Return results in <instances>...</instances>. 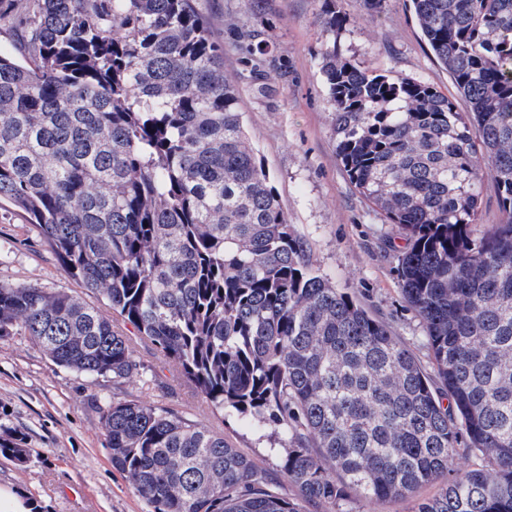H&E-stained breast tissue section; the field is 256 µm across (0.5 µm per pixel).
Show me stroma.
<instances>
[{"instance_id":"stroma-1","label":"stroma","mask_w":512,"mask_h":512,"mask_svg":"<svg viewBox=\"0 0 512 512\" xmlns=\"http://www.w3.org/2000/svg\"><path fill=\"white\" fill-rule=\"evenodd\" d=\"M212 38L224 48V70L238 81L251 142L281 205L310 258L336 288L347 292L389 328L424 368L432 357L417 313L399 284L403 231L384 223L350 185L336 157L332 106L321 73L322 54L335 45L342 57L389 76L428 83L446 95L455 89L427 45L410 0H385L368 10L361 0H336L346 18L337 30L321 19L323 0H195ZM267 44L261 60L244 51L250 33ZM0 283L65 291L108 312L106 300L84 288L56 260L37 228L9 203H0ZM137 372L123 378L77 374L55 364L28 336L0 339V435L22 436L25 462L0 457V485L34 504L32 512H152L112 467L103 415L109 404L134 402L177 413L222 434L270 478L273 489L297 498L279 477L274 430L258 435L210 407L180 368L131 325ZM438 490L431 483L395 499L367 501L348 492L341 512H415Z\"/></svg>"}]
</instances>
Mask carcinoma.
Masks as SVG:
<instances>
[{
    "instance_id": "obj_1",
    "label": "carcinoma",
    "mask_w": 512,
    "mask_h": 512,
    "mask_svg": "<svg viewBox=\"0 0 512 512\" xmlns=\"http://www.w3.org/2000/svg\"><path fill=\"white\" fill-rule=\"evenodd\" d=\"M411 2L468 112L334 46L322 71L349 183L405 234L432 374L314 268L194 0H0L24 57L0 51V201L213 407L290 437L280 474L309 506L410 493L478 451L487 466L416 512H512V0ZM486 178L501 220L476 233ZM18 330L79 374L136 369L113 320L63 291L0 284V338ZM103 426L153 512H301L171 411L114 402ZM0 456L26 460L24 439Z\"/></svg>"
}]
</instances>
